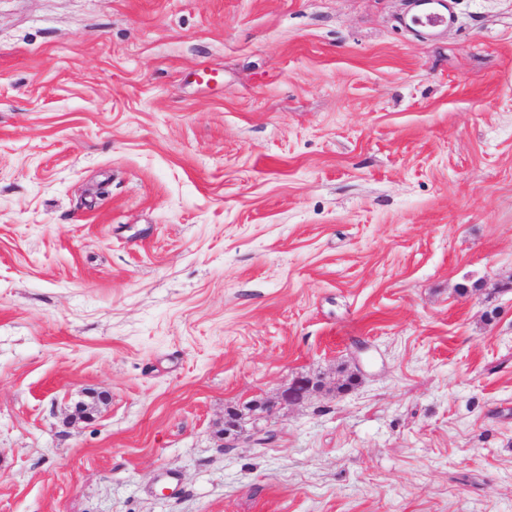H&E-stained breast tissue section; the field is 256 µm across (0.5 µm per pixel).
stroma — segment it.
<instances>
[{
	"mask_svg": "<svg viewBox=\"0 0 512 512\" xmlns=\"http://www.w3.org/2000/svg\"><path fill=\"white\" fill-rule=\"evenodd\" d=\"M409 3L0 0V512H512V0ZM419 9L410 18V24L417 28L438 30L448 25L451 16L446 3L441 0H419ZM321 388L308 376L295 378L277 400H255L248 404V416L252 423L271 416L278 406L299 404Z\"/></svg>",
	"mask_w": 512,
	"mask_h": 512,
	"instance_id": "obj_1",
	"label": "stroma"
}]
</instances>
